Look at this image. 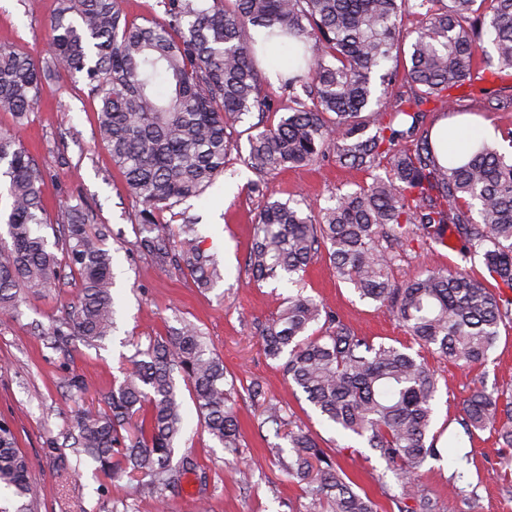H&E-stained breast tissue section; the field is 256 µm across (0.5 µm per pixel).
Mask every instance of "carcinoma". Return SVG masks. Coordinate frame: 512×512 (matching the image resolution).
<instances>
[{
  "label": "carcinoma",
  "mask_w": 512,
  "mask_h": 512,
  "mask_svg": "<svg viewBox=\"0 0 512 512\" xmlns=\"http://www.w3.org/2000/svg\"><path fill=\"white\" fill-rule=\"evenodd\" d=\"M47 57L0 46V111L21 126L44 86L80 75L98 99L95 134L141 205L135 215L137 246L174 265L197 287L222 280L217 262L198 241L194 219L181 215L178 232L160 214L201 196L224 172L231 155L227 130L253 110L271 112L263 77L254 63L249 27L261 41L294 39V67L285 83L305 88L275 124L248 135L245 165L262 180L288 165H312L334 146L336 163L366 172L371 182L342 194L313 213L298 200L267 199L256 224L246 266L255 283L285 280L292 294L276 317L253 323L268 356L305 395L321 419L346 438L362 439L391 466L397 498L410 512H461L471 498L432 497L420 470L440 458L431 433L438 377L405 347L374 343L338 314L306 294L304 276L321 254L338 278L362 299L386 307L409 336L441 359L467 367L488 362L500 328L512 325V159L483 141L466 162L439 157L425 128L433 102L456 112L450 91L467 81L512 71V0H162L164 17L139 24L122 0H56ZM489 4V9L482 6ZM418 19L410 64L401 86L408 94L387 102L395 75L372 74L391 58L400 39L402 13ZM488 37L493 52L484 50ZM483 66L473 70L474 57ZM375 133L364 136L365 129ZM385 169V175L377 170ZM0 181L6 189L0 237V315L18 311L19 292L37 293L62 274L44 228V175L16 134L0 131ZM81 205L69 207L62 227L67 267L79 276L76 301L67 304L50 332L63 351L75 341L94 346L115 325L112 254L106 228L91 229ZM459 242L463 262L483 259L495 285L453 270L395 281L391 269L411 258L412 244L443 245L447 232ZM131 371L101 404L74 410L76 456L112 476L150 478L159 496L181 487L199 469L190 452L172 464L184 431L177 378L195 396L204 428L236 456L241 448L234 381L196 326L184 321L170 335L135 346ZM248 396L260 408L258 427L280 432L283 406L253 382ZM460 431L448 444L460 448L490 431L512 448V392L474 386L462 400ZM289 451L275 448L288 475L307 486V512H377L366 493L353 489L335 458L300 425L286 433ZM288 458H283V453ZM32 461L0 423V512H32Z\"/></svg>",
  "instance_id": "obj_1"
}]
</instances>
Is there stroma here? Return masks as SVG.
<instances>
[{
    "label": "stroma",
    "instance_id": "35a3bbf8",
    "mask_svg": "<svg viewBox=\"0 0 512 512\" xmlns=\"http://www.w3.org/2000/svg\"><path fill=\"white\" fill-rule=\"evenodd\" d=\"M55 0H0V45L13 46L42 59L50 39ZM488 85L474 81L454 89L452 95L463 114L489 122L494 145L512 151V111L492 108ZM96 100L84 82L71 78L44 87L40 100L23 126L12 113L0 112V128H18L45 178L46 219L53 225L66 221L67 205L83 203L98 225H106V246L112 252L116 329L100 346L71 344L68 352L55 350L46 334L61 315V306L76 298L80 282L63 274L48 292L23 293L19 314L0 316V419L12 428L21 450L33 461L31 484L35 512H111L132 503L136 512H305L308 501L303 484L289 481L270 452L280 444L274 430L258 429L259 411L252 402L239 400L242 448L238 470L224 465V448L199 423L195 400L187 387L179 399L187 422L180 448L192 449L200 467L210 476L206 497H198L197 482L187 479L179 494L158 499L149 486L128 477L96 474L88 461L77 460L68 437L75 405L67 381L80 375L88 384L86 402L110 392L114 381L129 368L135 346L168 335L181 321L196 324L209 347L219 356L237 385L256 381L268 398L286 406L290 421L306 427L321 447L336 460L356 489L367 492L380 512H402L403 503L391 500L388 486L395 476L365 443L347 440L324 424L305 395L285 380L279 363L266 356L253 333L254 321L275 316L288 294L286 284L270 280L247 285L245 258L253 242L254 226L266 200H302L312 207L330 205L337 193L365 183V172L340 166L334 152L314 165L290 166L267 179L266 195L250 192L253 173L240 160H232L224 174L201 198L181 205L198 217L204 247L215 255L223 279L202 290L190 277L158 266L138 250L134 217L139 209L131 198L120 170L108 151L94 139ZM454 247L419 249L416 258L401 263L395 280L418 276L427 269L455 267ZM307 292L322 301L374 342L410 344L403 328L379 303L359 299L354 289L339 280L328 259L314 263L307 274ZM439 378L434 430L455 424L459 402L476 381L487 389L512 386V329L501 330L484 376L427 355ZM441 460L427 461L421 470L425 488L448 500L461 489L476 495L473 512H512V449L501 450L489 432L475 437L472 460L460 461L457 449L440 439ZM466 471L465 481L455 470Z\"/></svg>",
    "mask_w": 512,
    "mask_h": 512
}]
</instances>
